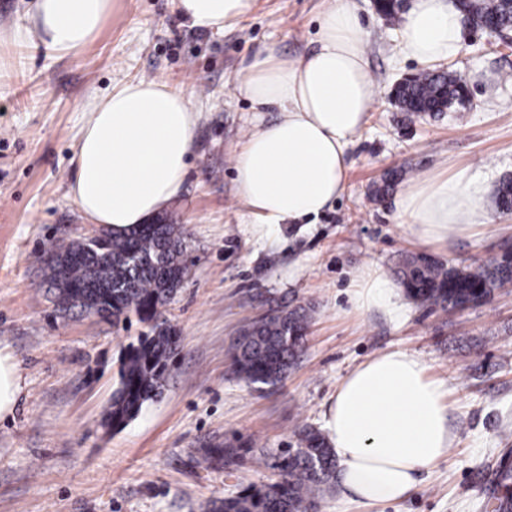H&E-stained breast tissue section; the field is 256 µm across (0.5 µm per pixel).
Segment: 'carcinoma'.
<instances>
[{
    "instance_id": "obj_1",
    "label": "carcinoma",
    "mask_w": 512,
    "mask_h": 512,
    "mask_svg": "<svg viewBox=\"0 0 512 512\" xmlns=\"http://www.w3.org/2000/svg\"><path fill=\"white\" fill-rule=\"evenodd\" d=\"M465 17L475 27L495 22L512 30V0H459ZM401 0H376V10L397 25ZM393 99L403 112L441 115L468 103L462 77L445 68L429 69L402 79ZM407 174L388 172L371 190L382 201ZM497 206L512 211V178L504 177L497 188ZM184 232L176 224L159 221L142 224L129 233L103 230L90 240H60L44 263L49 273L52 302L58 313L77 309L91 316L109 313L118 324L134 313L149 321L168 303L183 283L187 268ZM400 282L415 303L433 310L469 308L476 298L488 301L497 289L512 283V251L468 265H447L427 255H414L399 270ZM312 316L309 309L271 308L241 330L233 347L235 374L250 385H275L285 379L304 349ZM175 329L155 323L150 332L128 346L119 368L118 386L105 417L109 428H121L136 418L145 404L161 396L169 361L176 349ZM253 443L203 448L197 464L228 469L246 461L261 463L263 453L252 455ZM271 467L278 479L261 487L250 486L234 496L210 498L201 512H318L317 493L335 479L336 459L327 437L305 427L296 433V447L281 448ZM497 512H512V469L497 471Z\"/></svg>"
}]
</instances>
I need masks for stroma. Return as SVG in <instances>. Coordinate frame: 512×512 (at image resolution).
Segmentation results:
<instances>
[{"label": "stroma", "mask_w": 512, "mask_h": 512, "mask_svg": "<svg viewBox=\"0 0 512 512\" xmlns=\"http://www.w3.org/2000/svg\"><path fill=\"white\" fill-rule=\"evenodd\" d=\"M359 10L377 97L347 150L341 196L319 215L257 231L237 194L233 153L248 134L251 105L236 92L242 66L265 46L294 59L317 45L331 0H256L241 22L210 30L183 19L175 0H112V14L76 55L15 43L32 0H0V354L21 369L25 390L0 419V512H200L202 501L274 481L276 470L198 467L199 449L239 440L274 451L294 432L323 428L340 380L369 357L402 349L448 386L455 442L404 500L366 507L338 486L322 512H494L503 435L512 436V284L486 304L443 313L407 302V318L360 312L356 277L377 265L388 278L405 255L425 252L455 265L484 261L512 243V212L494 197L487 225L447 247H420L396 215V194L371 188L395 167L409 179L473 166L490 187L512 176V43L466 27L451 68L473 102L440 117L400 112L394 84L422 72L401 54L400 29L374 0ZM496 77L487 91L479 76ZM163 79L192 96L200 118L181 195L159 219L181 225L189 272L158 318L178 336L161 397L122 429L103 424L125 347L149 329L60 315L40 258L59 239L95 232L68 195L84 106L129 79ZM310 306L314 322L288 376L257 388L233 372L241 326L272 307Z\"/></svg>", "instance_id": "1"}]
</instances>
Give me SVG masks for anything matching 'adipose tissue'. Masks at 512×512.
Returning <instances> with one entry per match:
<instances>
[{
  "mask_svg": "<svg viewBox=\"0 0 512 512\" xmlns=\"http://www.w3.org/2000/svg\"><path fill=\"white\" fill-rule=\"evenodd\" d=\"M254 0H178L182 18L224 29L246 16ZM112 13V0H35L31 27L57 53L92 42ZM403 53L426 65L455 58L463 39L456 0H413L400 30ZM235 88L253 111L279 112L255 124L235 156L238 192L256 224L268 227L318 215L347 183L346 148L363 127L375 96L364 31L351 0L325 13L316 48L291 60L275 46L255 55ZM87 119L69 192L89 223L124 232L139 227L182 190L199 114L190 97L163 80H129L85 105ZM486 182L471 168L414 179L396 208L411 238L444 247L454 235L486 225ZM358 310H383L392 321L405 314L400 287L378 268L357 276ZM344 496L364 505L396 502L417 486L422 471L453 446L448 388L419 357L382 352L350 371L325 414Z\"/></svg>",
  "mask_w": 512,
  "mask_h": 512,
  "instance_id": "adipose-tissue-1",
  "label": "adipose tissue"
}]
</instances>
